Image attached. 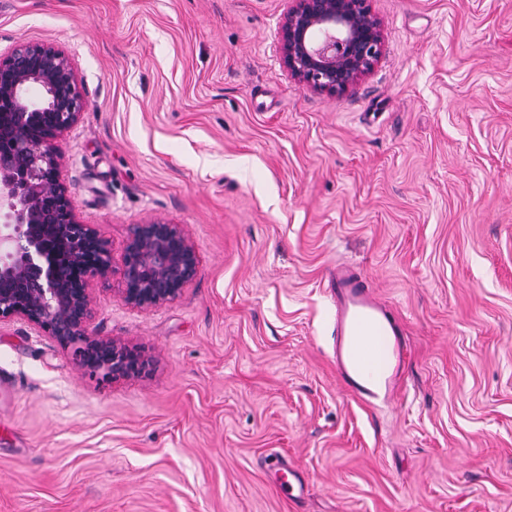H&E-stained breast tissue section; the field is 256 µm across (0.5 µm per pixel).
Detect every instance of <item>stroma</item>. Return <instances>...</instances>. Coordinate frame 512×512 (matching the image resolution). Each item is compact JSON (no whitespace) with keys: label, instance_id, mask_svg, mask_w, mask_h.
<instances>
[{"label":"stroma","instance_id":"35a3bbf8","mask_svg":"<svg viewBox=\"0 0 512 512\" xmlns=\"http://www.w3.org/2000/svg\"><path fill=\"white\" fill-rule=\"evenodd\" d=\"M385 46L343 94L280 61L286 0H0V55L53 44L83 108L74 214L121 253L183 225L173 301L95 284L105 380L0 323V512H512V0H369ZM399 322L403 391L331 362L328 273Z\"/></svg>","mask_w":512,"mask_h":512}]
</instances>
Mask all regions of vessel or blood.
I'll use <instances>...</instances> for the list:
<instances>
[{
    "label": "vessel or blood",
    "instance_id": "1",
    "mask_svg": "<svg viewBox=\"0 0 512 512\" xmlns=\"http://www.w3.org/2000/svg\"><path fill=\"white\" fill-rule=\"evenodd\" d=\"M335 306L333 363L350 393L363 401L390 400L399 391L409 357L391 310L353 267L329 274Z\"/></svg>",
    "mask_w": 512,
    "mask_h": 512
}]
</instances>
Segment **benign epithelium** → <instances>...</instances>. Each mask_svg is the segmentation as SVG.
<instances>
[{
  "label": "benign epithelium",
  "mask_w": 512,
  "mask_h": 512,
  "mask_svg": "<svg viewBox=\"0 0 512 512\" xmlns=\"http://www.w3.org/2000/svg\"><path fill=\"white\" fill-rule=\"evenodd\" d=\"M383 46L368 0H289L279 29L288 75L318 93L348 91ZM33 86L41 98L31 97ZM81 110L77 77L62 50L28 44L0 57V323L28 324L104 378L139 377L151 370L150 356L92 328V284L112 276V253L94 225L75 218L59 177L58 139L77 125ZM197 267L180 225L138 224L122 255L121 299L157 307L177 298Z\"/></svg>",
  "instance_id": "7a95c632"
}]
</instances>
